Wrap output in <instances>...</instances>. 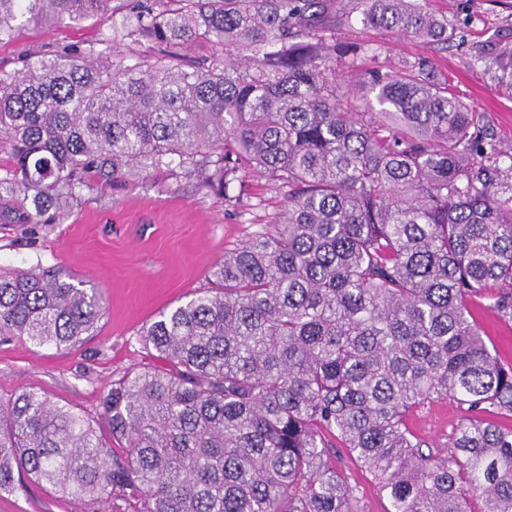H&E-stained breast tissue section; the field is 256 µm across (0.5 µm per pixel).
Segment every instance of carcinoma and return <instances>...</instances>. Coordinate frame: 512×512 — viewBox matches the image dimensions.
Returning <instances> with one entry per match:
<instances>
[{
	"label": "carcinoma",
	"instance_id": "carcinoma-1",
	"mask_svg": "<svg viewBox=\"0 0 512 512\" xmlns=\"http://www.w3.org/2000/svg\"><path fill=\"white\" fill-rule=\"evenodd\" d=\"M353 18L448 44L431 0H131L120 22L112 0H0V43L32 24L102 26L0 75V218L55 224L91 174L167 169L224 195L256 172L288 188L275 232L144 328L165 367L102 400L123 455L41 391L0 400V493L27 478L118 512H353L330 435L392 512H512V428L483 419L512 417V364L470 309L497 285L512 318V151L431 61L392 71L337 43ZM125 39L157 56L121 54ZM204 42L217 50L185 57ZM474 57L512 85V48ZM102 314L94 288L0 276L1 337L68 350ZM448 397L473 417L441 458L408 418Z\"/></svg>",
	"mask_w": 512,
	"mask_h": 512
}]
</instances>
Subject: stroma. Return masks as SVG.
<instances>
[{
  "instance_id": "stroma-1",
  "label": "stroma",
  "mask_w": 512,
  "mask_h": 512,
  "mask_svg": "<svg viewBox=\"0 0 512 512\" xmlns=\"http://www.w3.org/2000/svg\"><path fill=\"white\" fill-rule=\"evenodd\" d=\"M433 7L454 27L444 50L407 35L358 26L338 30L336 39L370 45L379 62L394 70L418 57L431 58L488 133L512 148V90L498 87L493 70L473 61L476 46L512 47V0H435ZM98 33L92 21L55 29L29 26L15 40L0 43V72L20 70L24 58L35 53L85 46ZM231 193L227 199L199 189L165 169L115 180L91 176L61 223L0 220V274L49 271L98 289L105 300L96 329L74 349L59 352L17 338L1 340L0 398L33 387L99 422L101 400L113 380L160 365L143 344V326L195 290L209 287L213 264L270 230L284 207L279 182L267 175L246 174ZM489 304L488 298L474 299L478 324L490 349L502 362L512 363V319ZM468 416L465 406L440 399L415 408L409 426L429 451L444 456L454 430ZM331 459L353 489L354 512H388L387 495L347 449H332ZM0 512L103 509L31 482L24 490L0 495Z\"/></svg>"
}]
</instances>
